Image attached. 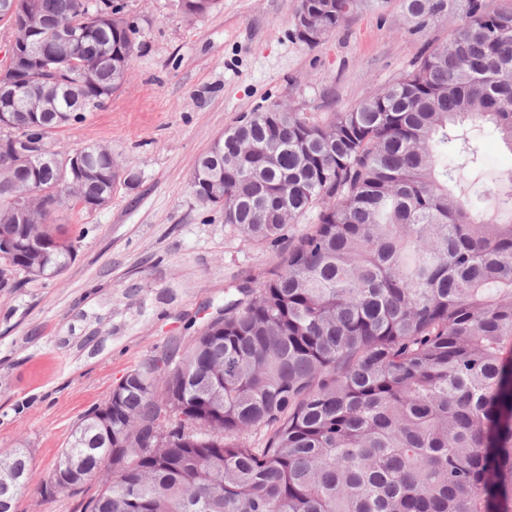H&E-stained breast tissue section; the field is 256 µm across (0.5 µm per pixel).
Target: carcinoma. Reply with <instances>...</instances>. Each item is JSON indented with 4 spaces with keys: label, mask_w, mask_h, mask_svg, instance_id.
Segmentation results:
<instances>
[{
    "label": "carcinoma",
    "mask_w": 512,
    "mask_h": 512,
    "mask_svg": "<svg viewBox=\"0 0 512 512\" xmlns=\"http://www.w3.org/2000/svg\"><path fill=\"white\" fill-rule=\"evenodd\" d=\"M32 2L46 23L91 32L48 67L0 63V91L52 85L57 108L0 96V154L16 161L0 162V229L16 242L0 286L17 269L60 276L75 246L52 214L111 201L123 178L112 149L57 151L51 136L125 85L140 32L94 21L100 0ZM400 2L411 34L461 23L350 109L322 121L273 104L197 160L200 203L250 241L288 245L188 346L122 378L112 434L104 404L79 419L62 453L100 483L88 512H512V172H488L472 134L489 124L512 150V3ZM382 3L299 9L325 37ZM255 141L267 154L243 151ZM76 155L93 175L75 186ZM469 179L487 180L484 205ZM7 460L0 512L31 479L25 450Z\"/></svg>",
    "instance_id": "obj_1"
}]
</instances>
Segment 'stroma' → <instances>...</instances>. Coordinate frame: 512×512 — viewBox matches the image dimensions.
<instances>
[{
    "mask_svg": "<svg viewBox=\"0 0 512 512\" xmlns=\"http://www.w3.org/2000/svg\"><path fill=\"white\" fill-rule=\"evenodd\" d=\"M132 76L107 106L59 129L58 149L105 144L132 182L103 208L58 211L77 239L59 277L0 288V456L22 445L31 488L17 512H83L99 484L45 492L74 425L141 361L188 345L232 285L277 270L281 248L244 241L189 182L240 115L274 103L323 118L386 85L458 24L408 33L397 0L316 47L292 34L298 0H218L186 19L172 0H126Z\"/></svg>",
    "mask_w": 512,
    "mask_h": 512,
    "instance_id": "35a3bbf8",
    "label": "stroma"
}]
</instances>
